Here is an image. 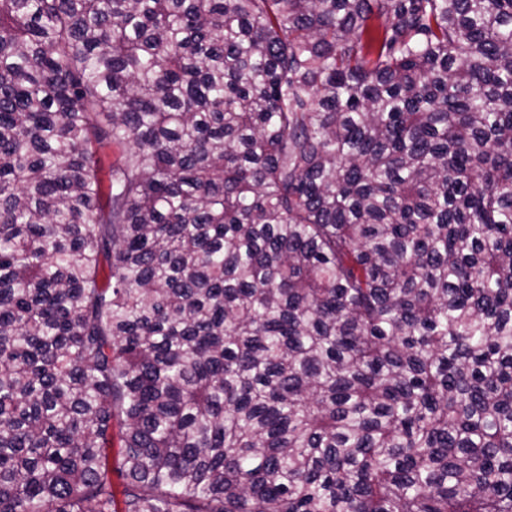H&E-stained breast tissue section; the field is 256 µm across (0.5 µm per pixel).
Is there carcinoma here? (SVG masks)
<instances>
[{
    "label": "carcinoma",
    "instance_id": "carcinoma-1",
    "mask_svg": "<svg viewBox=\"0 0 512 512\" xmlns=\"http://www.w3.org/2000/svg\"><path fill=\"white\" fill-rule=\"evenodd\" d=\"M0 512H512V0H0Z\"/></svg>",
    "mask_w": 512,
    "mask_h": 512
}]
</instances>
